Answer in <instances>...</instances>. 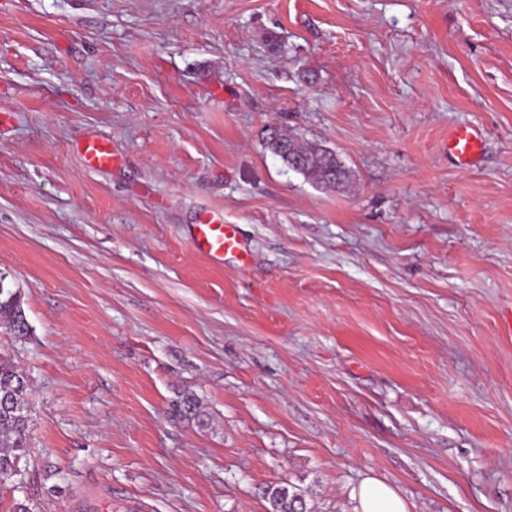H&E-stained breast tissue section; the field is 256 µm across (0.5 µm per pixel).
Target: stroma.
Returning <instances> with one entry per match:
<instances>
[{
	"instance_id": "obj_1",
	"label": "stroma",
	"mask_w": 512,
	"mask_h": 512,
	"mask_svg": "<svg viewBox=\"0 0 512 512\" xmlns=\"http://www.w3.org/2000/svg\"><path fill=\"white\" fill-rule=\"evenodd\" d=\"M1 112L31 335L0 326V355L33 395L0 512H265L280 482L355 512L367 477L409 512H512V0H0ZM209 212L247 263L192 250ZM179 390L206 428L169 418ZM267 148L289 169L303 175L317 187L344 191L351 173L329 147L305 140L288 128L270 127ZM483 134L472 126L455 128L448 136V153L459 167H469L481 155ZM78 150L86 165L93 169H109L118 161L110 141L104 138H87L79 144Z\"/></svg>"
}]
</instances>
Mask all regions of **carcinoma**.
Segmentation results:
<instances>
[{"label": "carcinoma", "mask_w": 512, "mask_h": 512, "mask_svg": "<svg viewBox=\"0 0 512 512\" xmlns=\"http://www.w3.org/2000/svg\"><path fill=\"white\" fill-rule=\"evenodd\" d=\"M267 148L289 169L303 175L317 187L345 190L351 173L330 148L304 139L298 133L281 127L268 129ZM0 324L22 341L30 335V324L22 307L21 292L9 285L0 288ZM6 391L9 404L0 401V472H18L23 476L22 460L29 448L28 431L32 388L28 376L11 359L0 356V392ZM174 418L203 428L208 414L198 398L189 392H179L170 401ZM264 498L273 512H309L305 496L288 484L266 487Z\"/></svg>", "instance_id": "cac0c4a2"}]
</instances>
